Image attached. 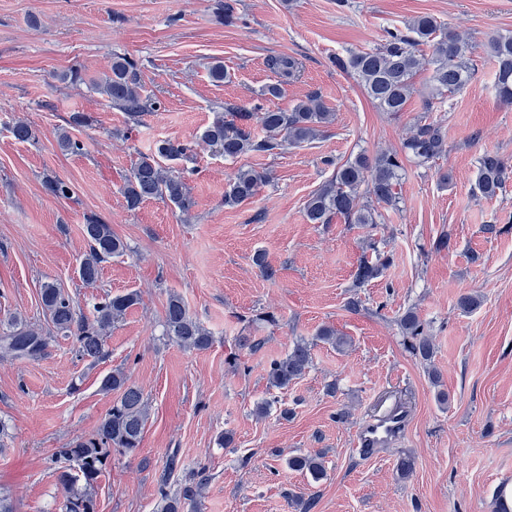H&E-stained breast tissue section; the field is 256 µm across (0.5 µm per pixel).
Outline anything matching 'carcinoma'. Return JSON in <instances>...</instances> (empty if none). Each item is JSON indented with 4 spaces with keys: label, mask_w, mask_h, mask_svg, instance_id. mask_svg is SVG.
I'll return each mask as SVG.
<instances>
[{
    "label": "carcinoma",
    "mask_w": 512,
    "mask_h": 512,
    "mask_svg": "<svg viewBox=\"0 0 512 512\" xmlns=\"http://www.w3.org/2000/svg\"><path fill=\"white\" fill-rule=\"evenodd\" d=\"M431 45L429 57L419 46ZM495 61L494 90L497 99L512 105V35H498L487 43ZM475 46L432 16H419L406 30L389 28L383 43L367 51L351 52L336 57V67L352 74L366 96L381 112L397 115L405 110L414 91V76L430 71L429 100H442L466 86L473 77L472 54ZM271 68L283 79L299 73V62L289 56L274 57ZM94 89L110 105L126 112L134 122L155 111V103L142 94L137 65L124 56L112 58L110 74L94 84ZM330 112L319 96L310 95L290 112L266 109L262 112L231 108V118L215 114L202 131L200 140L219 149L226 158H237L249 152L272 154L288 144H301L316 139L321 128L330 124ZM257 120L264 136H255L250 127ZM448 134L437 122H419L410 128L398 151H384L374 156L359 153L336 167L331 180L317 189L307 200L305 211L312 224H329L340 218L346 224H376L382 218L379 208L394 209L399 203L395 188L403 160L419 166L427 165L447 152ZM189 147L177 140H163L155 150L140 156L124 185L127 208L135 210L146 200L162 199L189 213L193 200L182 176L160 160H181ZM509 166L496 151L485 150L477 158V187L486 197L505 188ZM267 174L256 169H239L224 188V205L234 207L252 198ZM88 251L79 262L78 273L87 285L99 280L102 264L127 251V245L112 232V226L90 218L84 225ZM388 256L362 258L355 274V287L379 278L390 265ZM42 304L53 332L75 341L80 355L98 360L105 355V342L112 324L140 303V295L131 290L105 299L95 306L88 318L77 314L73 301L53 282L44 284ZM398 326L409 339L410 352L423 362L434 357L432 336L425 331L418 315L407 309ZM164 335L185 349L202 350L212 343L210 332L189 312L183 299L169 296L163 320ZM51 335L37 326L13 321L0 332V359L35 361L49 347ZM314 343L300 339L283 355L272 359L267 368L270 387L284 390L300 379L312 363ZM101 390L118 393L111 408L101 419L94 435L78 437L57 449L52 461L58 465L59 482L65 491L63 512H98L95 495L97 480L106 468L110 448L134 453L140 448L149 417V403L143 392L129 383L121 369H115L101 380ZM288 469L309 474L319 481L325 466L318 456L296 454L288 457ZM201 483L183 488L181 495L170 496L165 487L158 489L160 512H180L181 500L197 496Z\"/></svg>",
    "instance_id": "1"
}]
</instances>
